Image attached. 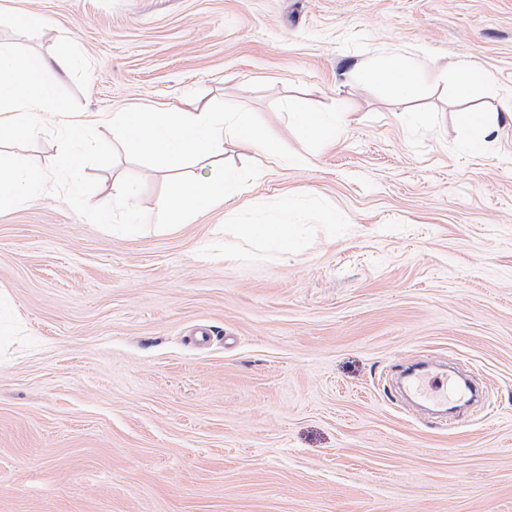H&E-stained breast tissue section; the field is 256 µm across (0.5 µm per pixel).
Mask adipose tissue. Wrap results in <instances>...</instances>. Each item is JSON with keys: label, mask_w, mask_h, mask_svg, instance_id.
<instances>
[{"label": "adipose tissue", "mask_w": 512, "mask_h": 512, "mask_svg": "<svg viewBox=\"0 0 512 512\" xmlns=\"http://www.w3.org/2000/svg\"><path fill=\"white\" fill-rule=\"evenodd\" d=\"M55 66L43 58H18L0 49V128L34 136L48 122H57L65 138L80 141L84 124L71 120L64 112H54L46 76ZM370 79L387 83L397 95L408 94L422 82L435 80L427 65L400 59L370 71ZM112 134L126 152L157 159L171 165L186 158L208 159L224 149L226 140L252 147L270 161L300 167L305 160L298 155L283 154L273 139L264 135L245 112H212L207 107L189 103L177 112H116L112 115ZM290 199H282L277 220L264 224H243L239 235L255 241L267 251L285 253L294 246V226L288 215Z\"/></svg>", "instance_id": "obj_1"}]
</instances>
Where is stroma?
I'll list each match as a JSON object with an SVG mask.
<instances>
[{
  "label": "stroma",
  "instance_id": "stroma-1",
  "mask_svg": "<svg viewBox=\"0 0 512 512\" xmlns=\"http://www.w3.org/2000/svg\"><path fill=\"white\" fill-rule=\"evenodd\" d=\"M53 73L76 117L193 100L241 109L304 168L178 227L115 235L62 198L0 212V512H512V0H0V48ZM410 57L444 80L401 99L358 73ZM495 90L455 96L457 61ZM347 106L335 143L291 109ZM474 110L492 148L466 150ZM257 156L87 167L92 203ZM296 203L297 244L233 227ZM456 360L483 400L456 424L403 399L402 367ZM460 122L468 128L478 133V140L475 144L481 147H488L493 144L497 138V125L485 122V118L480 112H461Z\"/></svg>",
  "mask_w": 512,
  "mask_h": 512
}]
</instances>
